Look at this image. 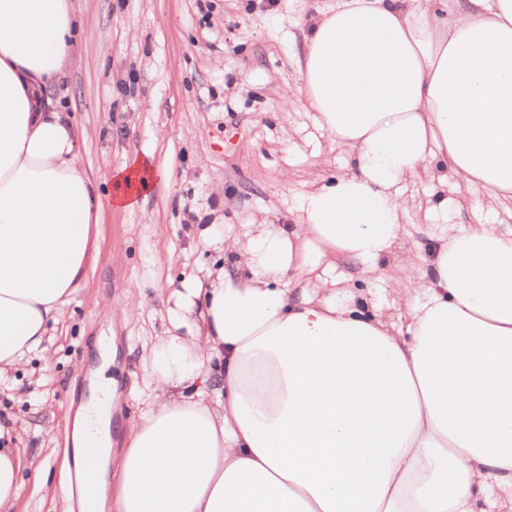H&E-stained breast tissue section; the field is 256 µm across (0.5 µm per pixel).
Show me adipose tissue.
I'll use <instances>...</instances> for the list:
<instances>
[{"instance_id": "1", "label": "adipose tissue", "mask_w": 512, "mask_h": 512, "mask_svg": "<svg viewBox=\"0 0 512 512\" xmlns=\"http://www.w3.org/2000/svg\"><path fill=\"white\" fill-rule=\"evenodd\" d=\"M77 34L70 0H0V377L64 314L102 210L167 178L136 156L103 195L82 168L51 97ZM305 44L296 90L348 171L172 291L126 448L111 381L76 414L74 447H101L95 512H512V231L400 251L432 159L512 202V0H335ZM388 258L386 314L354 278Z\"/></svg>"}]
</instances>
